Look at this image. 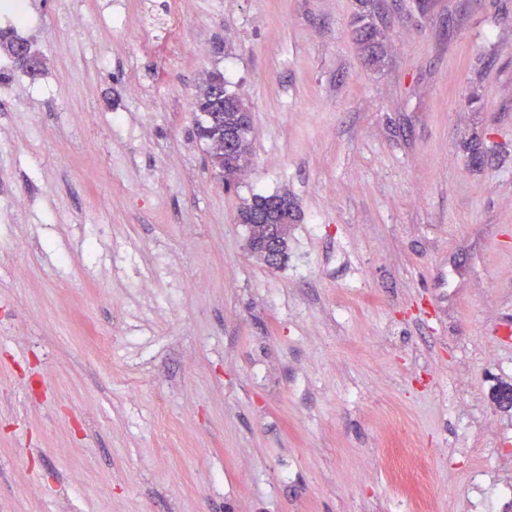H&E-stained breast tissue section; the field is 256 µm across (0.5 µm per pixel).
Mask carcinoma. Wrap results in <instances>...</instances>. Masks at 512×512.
<instances>
[{
    "mask_svg": "<svg viewBox=\"0 0 512 512\" xmlns=\"http://www.w3.org/2000/svg\"><path fill=\"white\" fill-rule=\"evenodd\" d=\"M20 39L14 32L0 31V50L5 51L13 63L21 69H26L23 61L14 54L13 49ZM196 101L204 103V107L212 112L224 113V122L218 125L210 123L205 113H199L197 129L200 138L208 146L209 163L215 175L223 182L224 188L229 190L236 185V180L242 168L248 162L251 152V122L246 119L244 112L248 108L236 93L224 89V96L208 98L198 95ZM230 137L237 140L241 147L239 154L221 155L214 151L215 145ZM263 217V223H254V217ZM239 223L248 227L249 235L259 238L265 237L267 225L282 224L288 220H295L294 203L288 194L262 195L254 194L250 201L243 204L238 212Z\"/></svg>",
    "mask_w": 512,
    "mask_h": 512,
    "instance_id": "carcinoma-1",
    "label": "carcinoma"
}]
</instances>
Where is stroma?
<instances>
[{
  "label": "stroma",
  "mask_w": 512,
  "mask_h": 512,
  "mask_svg": "<svg viewBox=\"0 0 512 512\" xmlns=\"http://www.w3.org/2000/svg\"><path fill=\"white\" fill-rule=\"evenodd\" d=\"M169 3L26 0L43 71L0 52V512H420L401 433L427 512H480L512 484V0H196L143 48ZM211 72L251 113L230 192ZM284 192L272 269L236 217ZM182 15V9L172 13L159 27L155 26L151 22H144L142 29V39L144 44L152 45L156 44L157 42L173 44L176 42L177 35L180 30Z\"/></svg>",
  "instance_id": "obj_1"
}]
</instances>
